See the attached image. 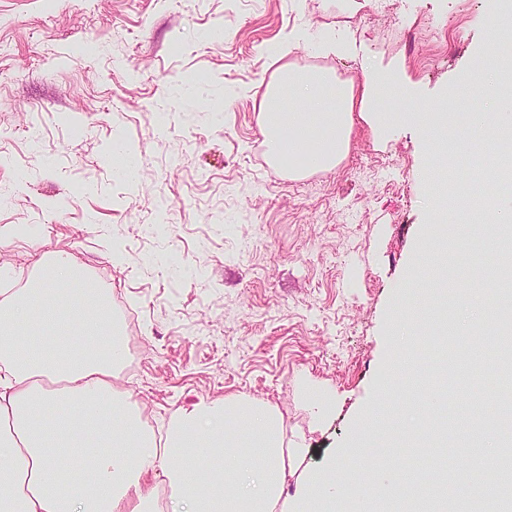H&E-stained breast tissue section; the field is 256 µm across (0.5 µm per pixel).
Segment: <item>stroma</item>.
I'll use <instances>...</instances> for the list:
<instances>
[{
	"mask_svg": "<svg viewBox=\"0 0 512 512\" xmlns=\"http://www.w3.org/2000/svg\"><path fill=\"white\" fill-rule=\"evenodd\" d=\"M499 13L500 0H0V289L64 252L113 319L132 307L133 371L112 384L156 437L200 402H268L301 448L292 496L379 405L386 436L348 479L404 480L422 352L440 326L465 340L486 303L471 266L422 251L434 224L466 235L470 170L418 123L381 137L359 120L336 167L294 179L269 161L259 104L284 66L359 81L366 58L403 83L400 111H484L454 91ZM341 33L364 58L330 50ZM117 150L135 180L115 172ZM445 283L469 303L442 324L428 301Z\"/></svg>",
	"mask_w": 512,
	"mask_h": 512,
	"instance_id": "obj_1",
	"label": "stroma"
}]
</instances>
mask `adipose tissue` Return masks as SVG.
Listing matches in <instances>:
<instances>
[{
  "instance_id": "obj_1",
  "label": "adipose tissue",
  "mask_w": 512,
  "mask_h": 512,
  "mask_svg": "<svg viewBox=\"0 0 512 512\" xmlns=\"http://www.w3.org/2000/svg\"><path fill=\"white\" fill-rule=\"evenodd\" d=\"M493 50L479 62L462 92H483L487 111L472 122L487 142L512 150V18L498 17L489 33ZM394 76L365 72L362 83L329 71L283 68L262 103L269 154L300 175L336 166L349 148L356 118L385 131L399 115L379 111L384 98L401 95ZM27 288L0 290V471L9 473L6 501L17 512H145L155 501V476L172 487L185 512H276L288 476L282 417L270 405L243 396L220 406H196L156 440L112 387L124 343L96 284L61 252L40 257ZM78 324V342L63 339ZM96 454L83 481L70 476L72 449ZM228 461L224 482L198 494L201 458L210 449ZM330 469L302 488L290 512H336L342 500L392 495L384 475L348 486Z\"/></svg>"
}]
</instances>
